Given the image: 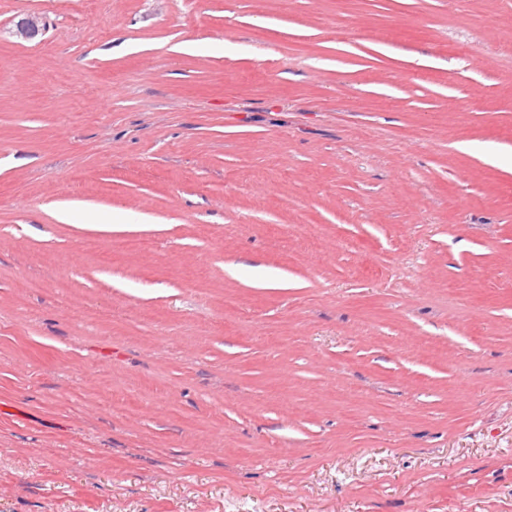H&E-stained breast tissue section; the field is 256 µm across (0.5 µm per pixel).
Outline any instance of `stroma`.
I'll return each instance as SVG.
<instances>
[{
  "label": "stroma",
  "instance_id": "stroma-1",
  "mask_svg": "<svg viewBox=\"0 0 512 512\" xmlns=\"http://www.w3.org/2000/svg\"><path fill=\"white\" fill-rule=\"evenodd\" d=\"M0 512H512V0H0ZM46 24L43 18L35 13H27L16 23L15 37L23 42H32L44 33Z\"/></svg>",
  "mask_w": 512,
  "mask_h": 512
}]
</instances>
